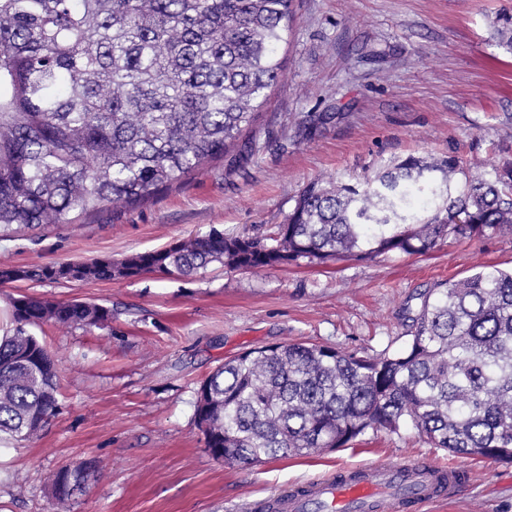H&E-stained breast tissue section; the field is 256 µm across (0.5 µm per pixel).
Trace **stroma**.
Returning <instances> with one entry per match:
<instances>
[{
  "mask_svg": "<svg viewBox=\"0 0 512 512\" xmlns=\"http://www.w3.org/2000/svg\"><path fill=\"white\" fill-rule=\"evenodd\" d=\"M292 9L279 49L285 78L247 132L250 153H229L136 208L0 236V269L120 260L215 229L262 233L284 223L310 180L355 184L411 155L454 153L484 179L512 161V49L497 35L512 28V0H294ZM324 112L330 120L307 127ZM511 267L505 230L370 261L0 284L5 332L9 301L23 295L112 311L104 329H35L57 359L61 409L25 445H0V512H51L52 475L88 459L103 475L71 512H253L317 478L418 461L458 473L447 498L420 512H512V463L433 447L409 424L241 466L212 457L196 421L201 382L244 350L310 342L392 352L436 283Z\"/></svg>",
  "mask_w": 512,
  "mask_h": 512,
  "instance_id": "35a3bbf8",
  "label": "stroma"
}]
</instances>
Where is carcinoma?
Segmentation results:
<instances>
[{
  "instance_id": "carcinoma-1",
  "label": "carcinoma",
  "mask_w": 512,
  "mask_h": 512,
  "mask_svg": "<svg viewBox=\"0 0 512 512\" xmlns=\"http://www.w3.org/2000/svg\"><path fill=\"white\" fill-rule=\"evenodd\" d=\"M293 0H0V232L73 224L134 207L221 160L284 78ZM424 194L432 207L414 209ZM512 230V163L470 175L448 154L408 156L356 184L320 179L264 236L214 230L121 260L16 267L20 281L128 279L173 268L257 269L300 259L424 253L453 236ZM0 344V443L31 440L55 416V362L30 329H100L102 305L12 300ZM392 353L314 343L254 348L202 382L196 418L217 460L251 465L341 448L371 430L415 426L436 448L512 463V269L439 284ZM98 463L51 478L61 504Z\"/></svg>"
}]
</instances>
